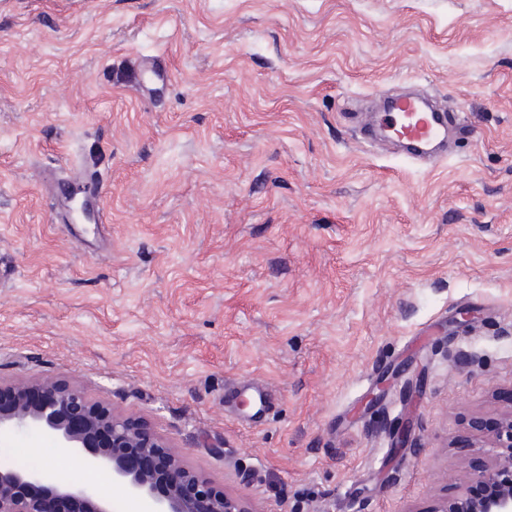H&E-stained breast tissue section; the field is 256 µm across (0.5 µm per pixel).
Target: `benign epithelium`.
<instances>
[{
  "instance_id": "7a95c632",
  "label": "benign epithelium",
  "mask_w": 512,
  "mask_h": 512,
  "mask_svg": "<svg viewBox=\"0 0 512 512\" xmlns=\"http://www.w3.org/2000/svg\"><path fill=\"white\" fill-rule=\"evenodd\" d=\"M19 430L53 437L87 469L111 470L113 482L131 496L151 499L155 512H197L200 501L208 512H251L188 470L181 451L140 417L91 400L77 384L51 375L0 382V435ZM474 447L487 449L489 457L477 479L499 482L498 495L486 501L459 497L437 512H512V411ZM0 512H112V502L85 486L59 482L46 466L0 468Z\"/></svg>"
}]
</instances>
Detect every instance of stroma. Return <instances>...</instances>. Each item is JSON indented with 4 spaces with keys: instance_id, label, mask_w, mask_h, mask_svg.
Returning <instances> with one entry per match:
<instances>
[{
    "instance_id": "1",
    "label": "stroma",
    "mask_w": 512,
    "mask_h": 512,
    "mask_svg": "<svg viewBox=\"0 0 512 512\" xmlns=\"http://www.w3.org/2000/svg\"><path fill=\"white\" fill-rule=\"evenodd\" d=\"M403 91L464 124L434 167L354 119ZM50 170L101 172L103 220ZM0 264L1 380L82 385L251 512H432L512 409V0H0ZM270 393L266 386L254 383L243 385L239 388L236 398V405L240 403L243 407H248L252 414L250 419L262 415L269 404Z\"/></svg>"
}]
</instances>
